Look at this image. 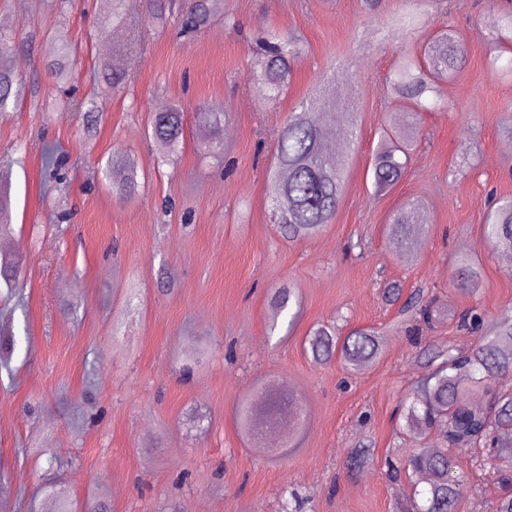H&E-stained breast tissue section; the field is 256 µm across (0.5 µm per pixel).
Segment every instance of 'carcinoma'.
I'll list each match as a JSON object with an SVG mask.
<instances>
[{"label":"carcinoma","mask_w":512,"mask_h":512,"mask_svg":"<svg viewBox=\"0 0 512 512\" xmlns=\"http://www.w3.org/2000/svg\"><path fill=\"white\" fill-rule=\"evenodd\" d=\"M222 0H157L151 24H164L166 14L177 19L178 34L191 36L206 29L221 9ZM428 14L419 9L397 13L390 26L408 35L425 28ZM58 59L52 64L56 79L63 85L72 79L66 32L53 31ZM490 45L512 48V8L504 6L496 15ZM303 51V40L296 34H273L259 40L252 71L253 80L261 85L270 101H275L292 80L294 62ZM470 46L452 30L433 38L421 54L402 52L397 57L388 93L396 101H408L422 110L445 108L440 85L466 64ZM19 46L15 39L0 34V110L13 94L19 64ZM112 81L105 82L100 95L128 81L121 58L112 56L105 63ZM97 98L71 94L65 104L76 112H91ZM199 123L210 129L212 139L204 149H220L217 139L224 112L212 107L193 106ZM185 109L178 105L158 113L151 121L152 137L163 147L162 158L176 155L183 134ZM323 122H318L317 114ZM357 112L334 101L312 95L301 101L273 137V161L266 171L273 203V223L279 233L292 242L318 236L336 215L347 181L349 159L345 145L356 139ZM419 121L391 126L383 131L370 163L374 195L383 196L394 189L404 176L410 151L420 133ZM106 178L120 198L132 196L138 187V169L131 159L108 162ZM419 208L410 203L397 208L387 229L388 244L396 253L414 248L420 226L414 218ZM484 233L493 246L512 252V197L503 198L490 210L483 222ZM453 282L459 291L476 296L481 289V272L468 259L457 263ZM402 287L390 284L385 298L390 303L402 301L400 315L411 321L432 322L435 306L415 289L401 298ZM297 301L293 289L274 290L269 300L270 331L279 318ZM490 327L468 350H438L429 354L428 376L413 388L404 409L406 427L424 433H437L440 447L421 450L408 460V480L413 496L400 504L399 512H456L459 499L467 491L462 476L455 473L454 451L462 448H491L487 458L490 469L505 485V492L491 506V512H512V317L493 316ZM308 349L317 362L333 354L349 368L357 370L374 360L381 349V337L374 329H353L339 338L335 329L319 325L307 337ZM264 407L252 402L241 404L237 415L239 433L249 437L259 420L269 416L273 402L293 406L286 393L270 387L264 389Z\"/></svg>","instance_id":"obj_1"}]
</instances>
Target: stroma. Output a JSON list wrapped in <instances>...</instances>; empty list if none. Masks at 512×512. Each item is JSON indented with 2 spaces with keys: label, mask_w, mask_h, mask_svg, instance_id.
<instances>
[{
  "label": "stroma",
  "mask_w": 512,
  "mask_h": 512,
  "mask_svg": "<svg viewBox=\"0 0 512 512\" xmlns=\"http://www.w3.org/2000/svg\"><path fill=\"white\" fill-rule=\"evenodd\" d=\"M406 0H224L191 38L150 28L153 0H131L120 30L112 0H0V32L23 42L19 104L0 118V161H10L11 233L0 253L20 261L0 288V512H57L45 486L62 482L76 512H278L281 493L299 512H393L411 486L385 460L438 446L436 433L405 428L396 410L422 376L419 347L466 345L471 335L440 316L420 334L396 325L388 283L424 289L462 311L512 316V267L482 231L493 199L512 197V53L490 61L495 0H453L414 36L388 29ZM68 30L80 93L102 78L114 48L131 79L89 117L63 107L51 38ZM472 47L425 114L421 140L393 191L374 196L367 168L381 130L413 117L389 97L398 53L422 52L445 29ZM300 34L306 48L278 103L251 81L258 38ZM346 99L359 112L346 190L331 224L310 240H284L270 220L265 138L309 91ZM193 103L223 108V157L203 149L209 130L184 116L176 165L160 164L146 135L152 115ZM68 155L55 189L42 148ZM115 155H129L145 182L118 199L103 183ZM424 215L413 252L394 253L387 224L400 205ZM479 265L478 296L451 279L458 256ZM294 288L295 324L268 328L271 288ZM384 331L381 354L349 371L315 362L305 338L316 324ZM283 387L301 408L263 429L254 450L236 428L237 405L262 385ZM374 461L348 471L360 442ZM468 484L457 512H486L499 495L474 452L458 450Z\"/></svg>",
  "instance_id": "1"
}]
</instances>
